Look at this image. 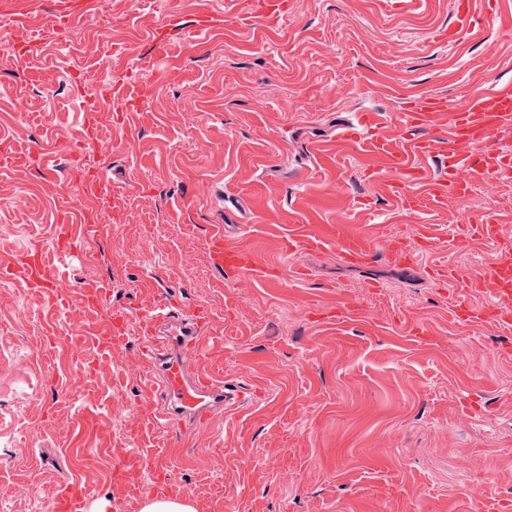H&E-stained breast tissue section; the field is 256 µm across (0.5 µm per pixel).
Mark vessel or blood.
Returning <instances> with one entry per match:
<instances>
[{
    "instance_id": "1",
    "label": "vessel or blood",
    "mask_w": 512,
    "mask_h": 512,
    "mask_svg": "<svg viewBox=\"0 0 512 512\" xmlns=\"http://www.w3.org/2000/svg\"><path fill=\"white\" fill-rule=\"evenodd\" d=\"M500 0H456L450 26L436 29L435 41L457 44L477 35L484 16L496 14ZM10 22L27 28L36 18L34 0H10ZM417 128L416 137L392 140L388 129ZM347 137L363 142L385 160L387 168L400 176L419 170L421 163L447 153L450 158L448 190L463 197L475 180L502 181L512 177L504 159L512 157V87L490 89L472 95L466 104L428 93L415 95L408 107L392 113L388 122L375 121L360 113L349 120ZM495 142L496 153L482 167L473 159L487 142ZM306 248L336 253L348 264L366 265L374 253L363 246H340L336 239L306 241ZM481 303H467L471 318L479 319L491 311L512 315V263L503 262L480 269ZM125 318L140 324L150 347L152 381L160 396L154 406V423L166 430L187 428L204 416L231 410L244 403L248 394L242 388L214 378L204 365L202 350L210 333L206 317L160 302L126 310Z\"/></svg>"
}]
</instances>
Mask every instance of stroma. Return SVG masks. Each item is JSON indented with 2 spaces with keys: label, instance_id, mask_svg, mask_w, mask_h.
<instances>
[{
  "label": "stroma",
  "instance_id": "obj_1",
  "mask_svg": "<svg viewBox=\"0 0 512 512\" xmlns=\"http://www.w3.org/2000/svg\"><path fill=\"white\" fill-rule=\"evenodd\" d=\"M454 0L388 15L379 0H283L279 20L201 32L207 0H95L81 40H47L0 67V274L40 246L65 288L0 284V512L78 491L85 512L146 497L195 512H470L477 488L512 500V325L450 311L461 272L512 256V180L491 244L420 245L393 173L343 139L359 112L406 96L465 102L512 86V0L466 42L428 44ZM126 93L104 98L105 86ZM95 95L99 109L85 111ZM122 198L80 199L86 170ZM83 263L59 264L57 230ZM252 252L257 280L216 268L209 240ZM334 234L410 249L402 264L288 255ZM304 279H297V270ZM106 287L104 310L75 295ZM169 300L208 307L203 362L255 399L194 431L155 428L135 325L110 312Z\"/></svg>",
  "mask_w": 512,
  "mask_h": 512
}]
</instances>
